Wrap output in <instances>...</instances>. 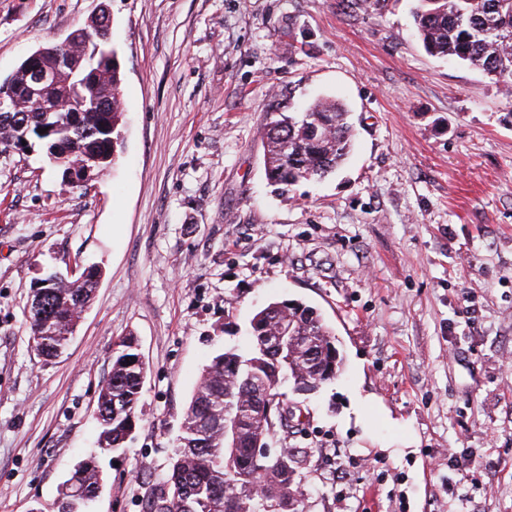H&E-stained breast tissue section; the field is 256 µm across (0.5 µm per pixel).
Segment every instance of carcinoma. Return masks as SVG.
Segmentation results:
<instances>
[{
  "label": "carcinoma",
  "mask_w": 512,
  "mask_h": 512,
  "mask_svg": "<svg viewBox=\"0 0 512 512\" xmlns=\"http://www.w3.org/2000/svg\"><path fill=\"white\" fill-rule=\"evenodd\" d=\"M413 14L423 48L432 56L471 65L507 88L512 87V0H418ZM112 53V69L92 76L100 57ZM19 65L8 83L13 106L26 111L27 124L16 128L9 115L0 112V140L22 143L39 141L61 171L78 160L96 170L115 164L122 141V64L114 43L101 45L83 61L78 71L69 66L57 70L55 86L46 92L44 112L33 111L34 100ZM349 112L336 99L315 102L303 112H272L263 131L264 170L274 192L282 195L301 181H319L338 172L354 144ZM99 270L92 266L78 285L43 288L41 321H29L34 349L42 357L63 352L77 318L74 308L86 307L98 287ZM288 319L290 336L302 337L315 358L291 360L288 376L275 374L273 363L257 349L255 337ZM332 330L317 310L298 300L272 302L258 310L250 321L244 347H230L215 355L203 369L187 407L182 435L167 478L153 485L146 512H304L300 470L308 454L295 450L294 465L259 471L252 447L256 429L243 428L238 448L224 447V407L263 386L277 403H287L281 388L286 380L295 384L336 379L342 357ZM145 367L132 336L121 338L112 352V367L97 398V418L105 447L118 449L135 429ZM261 476L266 492H252L251 483ZM84 498L77 512L99 493L101 476L96 466L83 462L74 468L62 490L70 498L73 486Z\"/></svg>",
  "instance_id": "1"
}]
</instances>
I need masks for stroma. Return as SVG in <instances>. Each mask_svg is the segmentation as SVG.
Listing matches in <instances>:
<instances>
[{"label":"stroma","instance_id":"1","mask_svg":"<svg viewBox=\"0 0 512 512\" xmlns=\"http://www.w3.org/2000/svg\"><path fill=\"white\" fill-rule=\"evenodd\" d=\"M101 0H0V81ZM126 107L118 159L62 183L40 145L0 154V512H50L95 459L93 512H145L204 365L253 313L303 301L335 382L285 391L305 512H512V90L425 53L416 0H108ZM330 96L354 150L275 195L266 116ZM98 265L65 352L36 355L47 270ZM134 335L140 423L101 450L113 344Z\"/></svg>","mask_w":512,"mask_h":512}]
</instances>
